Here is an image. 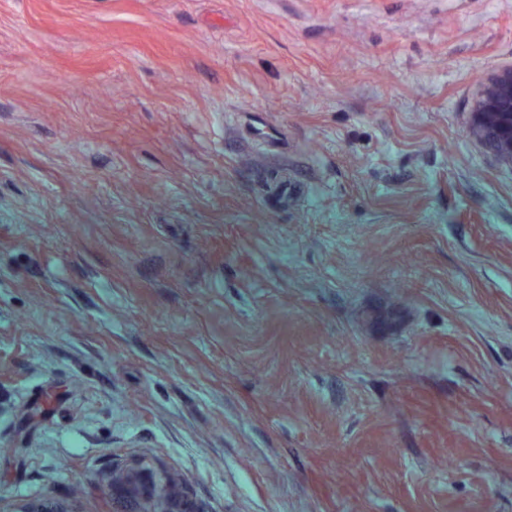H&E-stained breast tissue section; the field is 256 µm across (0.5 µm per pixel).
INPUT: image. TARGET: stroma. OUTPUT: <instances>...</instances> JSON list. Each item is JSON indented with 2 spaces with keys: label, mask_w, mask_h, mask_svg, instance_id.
Here are the masks:
<instances>
[{
  "label": "stroma",
  "mask_w": 512,
  "mask_h": 512,
  "mask_svg": "<svg viewBox=\"0 0 512 512\" xmlns=\"http://www.w3.org/2000/svg\"><path fill=\"white\" fill-rule=\"evenodd\" d=\"M510 65L512 0H0V512H512ZM469 129L500 162L512 167V66L494 74L479 91Z\"/></svg>",
  "instance_id": "35a3bbf8"
}]
</instances>
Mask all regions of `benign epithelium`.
<instances>
[{"label":"benign epithelium","instance_id":"obj_1","mask_svg":"<svg viewBox=\"0 0 512 512\" xmlns=\"http://www.w3.org/2000/svg\"><path fill=\"white\" fill-rule=\"evenodd\" d=\"M469 129L500 162L512 167V66L494 74L479 91Z\"/></svg>","mask_w":512,"mask_h":512}]
</instances>
